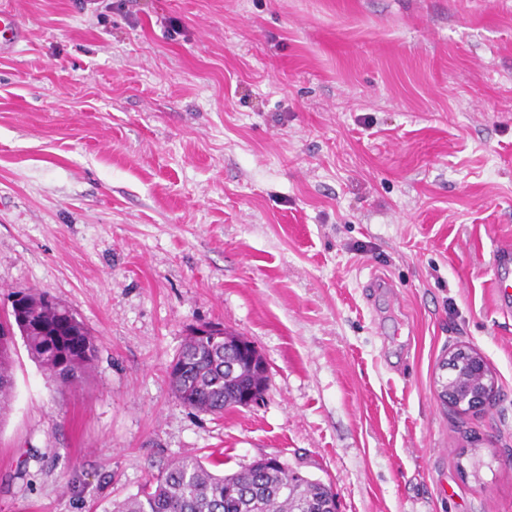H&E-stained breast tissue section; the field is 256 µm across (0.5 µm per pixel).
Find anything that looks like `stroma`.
I'll return each mask as SVG.
<instances>
[{
    "label": "stroma",
    "mask_w": 512,
    "mask_h": 512,
    "mask_svg": "<svg viewBox=\"0 0 512 512\" xmlns=\"http://www.w3.org/2000/svg\"><path fill=\"white\" fill-rule=\"evenodd\" d=\"M0 313H78L63 386L14 352L0 512H102L185 455L279 456L338 512H512V0H0ZM250 340L257 404L186 408L194 328ZM468 344L498 380L437 396ZM479 449L480 469L471 451ZM23 37L22 19L17 13H0V39L2 44L13 49ZM494 266L497 273L492 279L497 298L506 294L507 288H512V241L502 242L494 255ZM446 376L440 374L438 396L443 394L445 401L453 407L464 406L463 410L478 411L491 405L496 399L498 382L488 369L481 352L471 345H456L448 350L440 367ZM448 371V374H447ZM479 378L481 386L465 389L461 394L459 386L468 379Z\"/></svg>",
    "instance_id": "stroma-1"
}]
</instances>
